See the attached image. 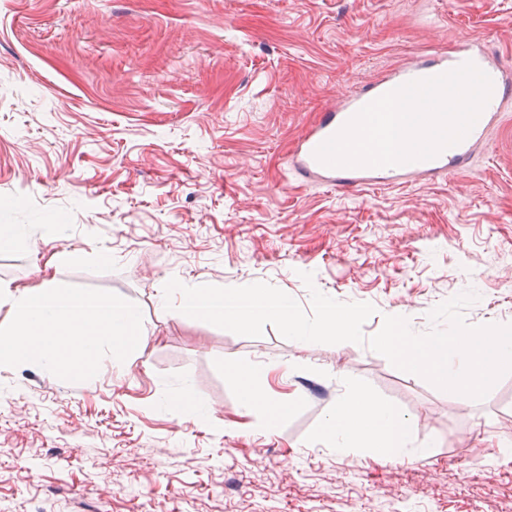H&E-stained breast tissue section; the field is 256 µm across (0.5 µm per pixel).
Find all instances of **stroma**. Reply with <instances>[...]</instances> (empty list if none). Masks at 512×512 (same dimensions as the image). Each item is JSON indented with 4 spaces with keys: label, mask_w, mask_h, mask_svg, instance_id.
Instances as JSON below:
<instances>
[{
    "label": "stroma",
    "mask_w": 512,
    "mask_h": 512,
    "mask_svg": "<svg viewBox=\"0 0 512 512\" xmlns=\"http://www.w3.org/2000/svg\"><path fill=\"white\" fill-rule=\"evenodd\" d=\"M483 38L512 66V0H0V280L113 292L140 308L125 361L72 383L0 366V512H512V373L475 400L367 345L234 334L160 308L165 283L300 278L430 327L512 324V90L466 169L339 190L295 174L326 108L416 58ZM289 402L246 413L231 366ZM360 389L421 455L322 436Z\"/></svg>",
    "instance_id": "obj_1"
}]
</instances>
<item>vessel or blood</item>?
Segmentation results:
<instances>
[{"instance_id": "1", "label": "vessel or blood", "mask_w": 512, "mask_h": 512, "mask_svg": "<svg viewBox=\"0 0 512 512\" xmlns=\"http://www.w3.org/2000/svg\"><path fill=\"white\" fill-rule=\"evenodd\" d=\"M467 62L483 67L494 87L507 89L512 86V72L507 71L499 60L489 55L483 43L469 40L457 48L452 60L433 63H412L400 67L379 81L370 83L362 93L342 100L299 141L296 151V167L299 174L310 183L336 188H358L387 179L399 181L405 176H433L455 172L468 162L471 152L482 142L490 127L502 116L500 107L481 113L470 132L457 144L443 150L437 157L386 167H328L314 156L315 150L338 132L362 107L378 97L414 80L425 79L448 72L450 65Z\"/></svg>"}]
</instances>
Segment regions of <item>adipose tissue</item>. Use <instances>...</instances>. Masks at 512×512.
Wrapping results in <instances>:
<instances>
[{
  "instance_id": "ef3b65f1",
  "label": "adipose tissue",
  "mask_w": 512,
  "mask_h": 512,
  "mask_svg": "<svg viewBox=\"0 0 512 512\" xmlns=\"http://www.w3.org/2000/svg\"><path fill=\"white\" fill-rule=\"evenodd\" d=\"M265 373L251 369L238 373L245 406L275 423L288 410L287 403L270 399L262 389ZM324 439L334 443L337 451L357 444L374 450L384 460H402L414 455L410 421L396 409L375 401L360 390L337 404L323 429Z\"/></svg>"
}]
</instances>
